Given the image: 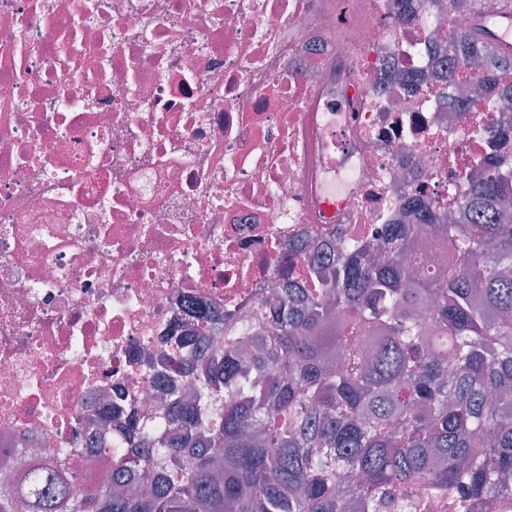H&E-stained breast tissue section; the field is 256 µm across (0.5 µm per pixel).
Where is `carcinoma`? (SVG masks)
Segmentation results:
<instances>
[{"instance_id": "1", "label": "carcinoma", "mask_w": 512, "mask_h": 512, "mask_svg": "<svg viewBox=\"0 0 512 512\" xmlns=\"http://www.w3.org/2000/svg\"><path fill=\"white\" fill-rule=\"evenodd\" d=\"M457 79L485 58L512 97V58L456 35ZM512 167L476 181L467 224H399L381 256L339 240L332 274L299 297L282 287L240 328L224 361L183 350L161 434L129 421L128 458L98 449L77 478L0 447V512H410L413 491L448 512H512ZM418 233L446 240L448 266L414 275ZM317 273L300 255L288 277ZM429 307L426 319L419 311Z\"/></svg>"}]
</instances>
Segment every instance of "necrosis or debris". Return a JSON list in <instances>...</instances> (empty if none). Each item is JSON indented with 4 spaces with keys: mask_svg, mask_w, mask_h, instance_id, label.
<instances>
[{
    "mask_svg": "<svg viewBox=\"0 0 512 512\" xmlns=\"http://www.w3.org/2000/svg\"><path fill=\"white\" fill-rule=\"evenodd\" d=\"M461 0H0V446L81 471L155 423L198 303L244 320L512 152L448 81Z\"/></svg>",
    "mask_w": 512,
    "mask_h": 512,
    "instance_id": "obj_1",
    "label": "necrosis or debris"
}]
</instances>
